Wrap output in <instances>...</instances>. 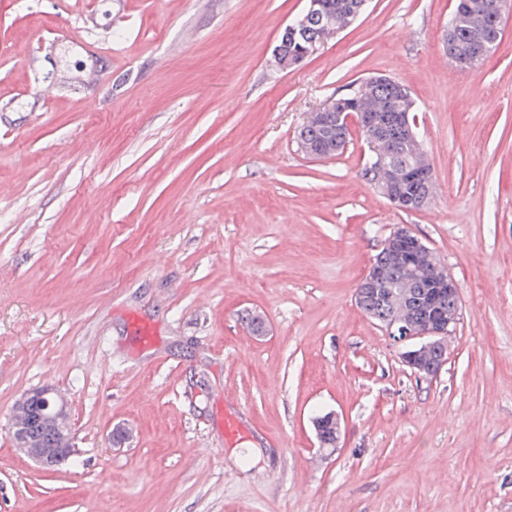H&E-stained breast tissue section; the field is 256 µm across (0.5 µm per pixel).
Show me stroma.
Wrapping results in <instances>:
<instances>
[{"mask_svg": "<svg viewBox=\"0 0 512 512\" xmlns=\"http://www.w3.org/2000/svg\"><path fill=\"white\" fill-rule=\"evenodd\" d=\"M453 4L368 0L283 70L306 0H0V512H512V17L457 72ZM377 75L416 102L418 211L361 178L360 133L297 144ZM401 225L460 291L428 379L355 301ZM46 384L77 449L52 472L10 431ZM332 36L333 35L330 33V31L328 29H323L318 33L317 36L314 35L309 40L310 47L304 40L299 39L298 43L294 47L293 46L288 47V53L297 52L299 49H301V50H306L307 48H309V49L306 50V52L300 56H290V55L288 56V54H285L283 51L278 50L277 55H276L277 63L284 70L291 69V68L295 67L296 65H298L299 63H301L310 52H316L318 50L317 45L324 44V42Z\"/></svg>", "mask_w": 512, "mask_h": 512, "instance_id": "35a3bbf8", "label": "stroma"}]
</instances>
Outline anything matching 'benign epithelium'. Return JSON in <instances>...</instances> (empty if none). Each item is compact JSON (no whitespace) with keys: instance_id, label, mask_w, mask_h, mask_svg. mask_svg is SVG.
<instances>
[{"instance_id":"1","label":"benign epithelium","mask_w":512,"mask_h":512,"mask_svg":"<svg viewBox=\"0 0 512 512\" xmlns=\"http://www.w3.org/2000/svg\"><path fill=\"white\" fill-rule=\"evenodd\" d=\"M327 0H307V8L301 19L288 25L283 31L282 42L305 35V27L309 21L322 15L328 8ZM469 12H476L483 19V27L475 36L476 49L473 58H478L485 49L498 42L504 35V19L512 15V0H465L461 4ZM325 114V124L328 132L324 140L318 143L300 142L301 148L312 157H327L336 151V133L356 122L365 129H377L385 137L398 132L418 152H423V146L410 123L409 113L392 112L388 119L381 121L374 112H356L346 99L333 98L316 109ZM406 173L400 170L385 180L381 187L383 196L392 204L406 210H416L424 207L432 198V193L421 197H411L404 193ZM390 251L397 254L403 263H414L434 273L441 272L437 291L429 297L424 305L426 319L412 318L402 320L388 318L382 328L389 338L401 347L400 358L412 372L420 377L436 376L448 360L447 336L449 330L456 326L460 307L446 309L445 299L459 297V289L445 267L435 260L432 252L413 236L407 227L394 231L387 240ZM381 282L378 269H373L370 276L364 280L361 288L356 290V302L365 305L369 299L378 298L381 293ZM21 399L34 401L39 404V411L28 421L14 422L11 435L14 447L28 458L35 461L41 468L52 470L66 462L75 453L71 416L67 401L57 394L51 385H45L22 394ZM333 425L331 433H326L324 424L313 420L319 447H336L340 436V424L335 414L328 417Z\"/></svg>"}]
</instances>
